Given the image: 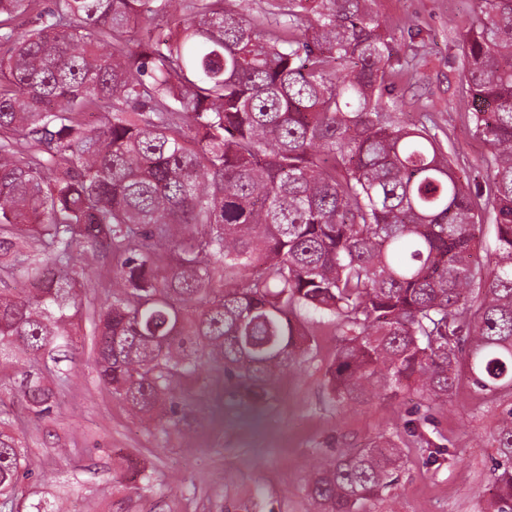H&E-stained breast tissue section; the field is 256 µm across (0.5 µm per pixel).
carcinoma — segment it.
I'll return each instance as SVG.
<instances>
[{
	"instance_id": "obj_1",
	"label": "carcinoma",
	"mask_w": 512,
	"mask_h": 512,
	"mask_svg": "<svg viewBox=\"0 0 512 512\" xmlns=\"http://www.w3.org/2000/svg\"><path fill=\"white\" fill-rule=\"evenodd\" d=\"M374 3L0 0V257L48 253L27 295L0 289V356L69 348L82 279L112 251L95 360L142 418L178 424L171 387L204 362L241 406L264 405L309 351L301 309L343 333L327 371L339 405L387 388L511 398L512 0H475L458 40L484 194L430 117L396 121L409 63ZM484 213L494 246L475 263ZM20 397L40 414L55 392L29 371ZM488 445L489 512H512V406ZM400 448L380 436L315 469L316 512H366ZM26 466L0 431L1 497Z\"/></svg>"
}]
</instances>
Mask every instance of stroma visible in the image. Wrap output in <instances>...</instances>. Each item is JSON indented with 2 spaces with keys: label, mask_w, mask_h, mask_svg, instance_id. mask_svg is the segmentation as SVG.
Listing matches in <instances>:
<instances>
[{
  "label": "stroma",
  "mask_w": 512,
  "mask_h": 512,
  "mask_svg": "<svg viewBox=\"0 0 512 512\" xmlns=\"http://www.w3.org/2000/svg\"><path fill=\"white\" fill-rule=\"evenodd\" d=\"M374 8L400 53L422 56L416 77L395 83L399 119L411 123L421 110L431 112L465 179L483 184L487 148L455 106L464 82L455 40L475 22L473 0H376ZM116 269L108 257L91 272L69 351L33 363L17 349L0 362V423L29 468L13 512L37 505L48 512H314L306 483L316 464L382 434L404 435L410 424L448 445L451 456L432 463L429 449L403 448L397 484L368 502L367 512H485L495 456L487 441L512 399L488 402L468 388L445 401L384 391L363 406H337L327 397L325 373L343 336L328 318L300 314L312 349L276 380L258 414L244 415L229 382L213 401L215 372L205 365L195 382L171 392L190 412L191 428L143 420L97 375L93 315L106 298L97 283ZM31 366L56 392L41 415L19 399Z\"/></svg>",
  "instance_id": "stroma-1"
}]
</instances>
